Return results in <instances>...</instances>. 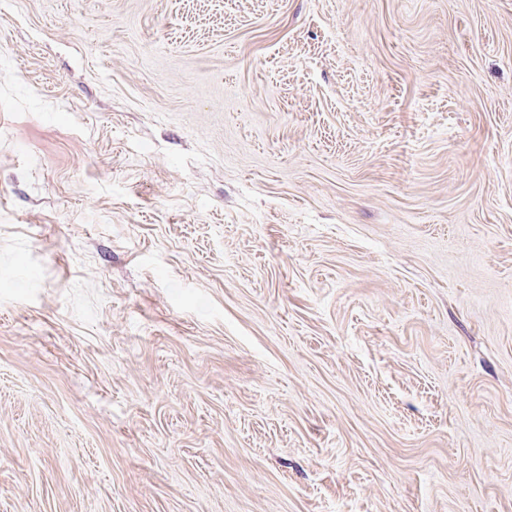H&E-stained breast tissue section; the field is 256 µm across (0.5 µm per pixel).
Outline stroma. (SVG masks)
Instances as JSON below:
<instances>
[{
	"mask_svg": "<svg viewBox=\"0 0 512 512\" xmlns=\"http://www.w3.org/2000/svg\"><path fill=\"white\" fill-rule=\"evenodd\" d=\"M0 512H512V0H0Z\"/></svg>",
	"mask_w": 512,
	"mask_h": 512,
	"instance_id": "1",
	"label": "stroma"
}]
</instances>
